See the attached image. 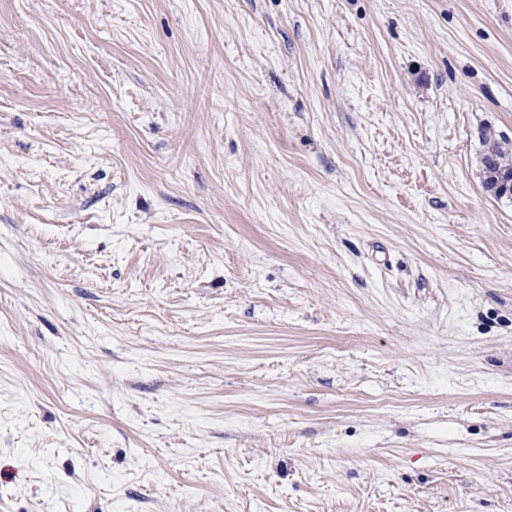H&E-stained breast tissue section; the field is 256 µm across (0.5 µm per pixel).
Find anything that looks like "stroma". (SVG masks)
<instances>
[{
  "instance_id": "obj_1",
  "label": "stroma",
  "mask_w": 512,
  "mask_h": 512,
  "mask_svg": "<svg viewBox=\"0 0 512 512\" xmlns=\"http://www.w3.org/2000/svg\"><path fill=\"white\" fill-rule=\"evenodd\" d=\"M512 0H0V512H512ZM484 144L487 147L482 158L485 172L490 165L492 169L487 171L493 174L494 178L512 176V153L510 152L509 154L508 151L503 150L496 142L491 144V140L488 137H484Z\"/></svg>"
}]
</instances>
